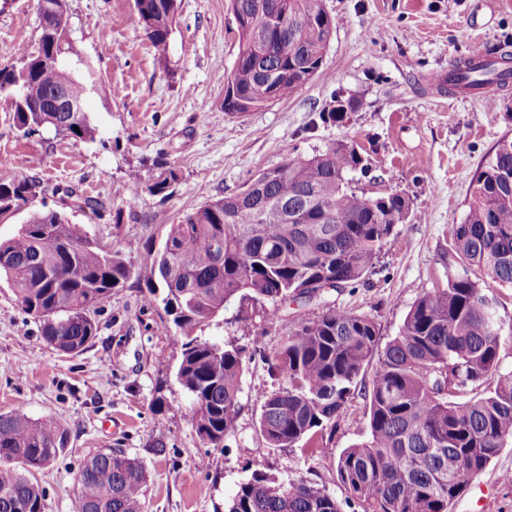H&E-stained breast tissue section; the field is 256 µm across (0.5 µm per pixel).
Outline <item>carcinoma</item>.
Segmentation results:
<instances>
[{
    "instance_id": "cac0c4a2",
    "label": "carcinoma",
    "mask_w": 512,
    "mask_h": 512,
    "mask_svg": "<svg viewBox=\"0 0 512 512\" xmlns=\"http://www.w3.org/2000/svg\"><path fill=\"white\" fill-rule=\"evenodd\" d=\"M239 54L223 76L224 111L242 116L287 99L324 64L336 30L324 0H230ZM177 0H134V26L165 57ZM71 43L41 29L39 46L22 52V65L0 68V95L11 103L18 130L50 127L93 141L87 112H63L54 91L67 83L71 99L86 103L107 86L92 72L82 78L67 64ZM506 51L485 62L461 60L448 72V89L481 88L484 71H512ZM337 101L319 114L342 121ZM147 182L128 178L152 195L167 196L177 169L154 162ZM369 170L359 148L344 140L310 158L289 157L259 173L256 198L215 199L165 227L157 252L137 269L125 255L100 244L87 225L74 224L46 204L36 205V182L0 176V282L39 322L46 341L66 355L82 353L99 333L95 318L131 277L161 305L165 331L182 338L176 376L190 396L197 435L219 446L235 432L247 349L203 335L235 301L275 304L302 297L321 284L337 291L372 268L395 226L410 212L399 192L371 198L348 186L347 176ZM21 221H16L19 214ZM463 271L444 288L421 295L396 336L380 346L366 315L326 305L292 322L264 355L288 386L261 398L258 427L273 448H295L331 424L356 396L367 402L366 438L336 458L337 479L363 512H450V505L512 444V371L502 372L503 325L492 299L468 273L478 267L491 281L512 285V137L501 139L470 186L465 221L453 229ZM66 429L52 416L0 414V512H46L36 473L65 453ZM144 464L121 450L90 457L77 475L76 512H146ZM227 512H340L335 497L305 479L283 482L261 469L240 485Z\"/></svg>"
}]
</instances>
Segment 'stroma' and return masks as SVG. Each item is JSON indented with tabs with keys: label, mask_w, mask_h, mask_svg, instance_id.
Masks as SVG:
<instances>
[{
	"label": "stroma",
	"mask_w": 512,
	"mask_h": 512,
	"mask_svg": "<svg viewBox=\"0 0 512 512\" xmlns=\"http://www.w3.org/2000/svg\"><path fill=\"white\" fill-rule=\"evenodd\" d=\"M336 33L322 69L291 98L236 117L224 111V84L238 56L230 0H178L165 60L130 15L134 0H68L75 59L94 68L109 94L86 103L95 141L42 130L22 135L0 99V175L38 180L49 207L133 266L159 243L166 224L206 202L238 192L260 171L291 156L323 152L343 139L365 149L368 174L349 176L369 197L395 190L411 212L398 225L356 287L332 292L331 303L368 315L381 342L396 335L414 301L446 286L460 266L452 229L468 211L473 176L498 142L512 136V83L487 104L439 90L432 74L448 72L471 49L512 44V0H324ZM40 37L37 0H0V68L20 66L21 51ZM353 100L342 122L316 124L334 99ZM163 158L177 168L173 194L153 196L128 180L151 176ZM87 198L72 207L66 190ZM129 280L96 315L100 333L84 352L67 356L0 283V414L50 415L68 431V451L38 480L47 512H75L76 475L85 460L122 449L144 464L148 512H225L256 465L284 482L305 479L336 497L341 512H362L336 478V458L366 435L362 398L350 401L322 441L273 448L258 429L260 398L285 387L261 357L284 336L268 304L231 302L206 333L247 346L233 435L217 448L202 443L189 416L190 397L177 382L179 337L164 333L158 306ZM253 331L240 329L239 311ZM164 453H156V443ZM512 512V446L502 448L453 502L451 512Z\"/></svg>",
	"instance_id": "35a3bbf8"
}]
</instances>
